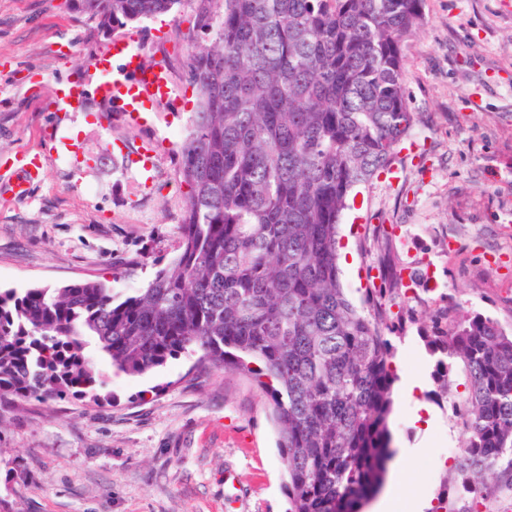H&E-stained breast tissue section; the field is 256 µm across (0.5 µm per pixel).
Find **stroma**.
<instances>
[{
    "mask_svg": "<svg viewBox=\"0 0 512 512\" xmlns=\"http://www.w3.org/2000/svg\"><path fill=\"white\" fill-rule=\"evenodd\" d=\"M196 0L120 30L171 81L147 127L113 120L102 105L52 112L58 85H95L93 56L108 43L81 25L67 0H0V289L24 290L97 278L129 293L165 266L177 245L187 191L176 174V142L193 107L187 45L197 38ZM405 87L419 121L393 175L353 191L341 244L356 254L341 282L360 301L369 263L358 241L393 227L401 266L427 273L412 304L442 298L512 331V0H424L422 26L404 44ZM59 131L79 146L71 157ZM154 144L156 177L143 188L121 154ZM40 155L43 179L12 192L21 159ZM183 355L143 376L107 374L96 399L31 401L0 413V512H287V477L266 396L248 376L194 374ZM398 379L430 395L433 362L416 325L398 345ZM420 424L395 398L396 446L413 448L393 512H416L443 491L459 445L450 409L427 402Z\"/></svg>",
    "mask_w": 512,
    "mask_h": 512,
    "instance_id": "1",
    "label": "stroma"
}]
</instances>
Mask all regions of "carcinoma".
<instances>
[{
	"instance_id": "1",
	"label": "carcinoma",
	"mask_w": 512,
	"mask_h": 512,
	"mask_svg": "<svg viewBox=\"0 0 512 512\" xmlns=\"http://www.w3.org/2000/svg\"><path fill=\"white\" fill-rule=\"evenodd\" d=\"M204 43L188 47L194 104L175 144L189 191L175 255L132 293L82 279L0 290V410L96 398L104 374L136 377L180 354L267 395L289 512H360L396 450L388 419L396 341L420 324L435 396L458 419L461 459L435 512H492L512 496V335L442 300L408 306L418 279L392 271L354 304L341 284L339 225L352 190L391 169L418 121L403 41L424 0H197ZM179 0H69L97 35ZM398 311H392L393 307ZM96 342L90 353L89 339Z\"/></svg>"
}]
</instances>
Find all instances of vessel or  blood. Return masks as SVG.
Instances as JSON below:
<instances>
[{
	"label": "vessel or blood",
	"mask_w": 512,
	"mask_h": 512,
	"mask_svg": "<svg viewBox=\"0 0 512 512\" xmlns=\"http://www.w3.org/2000/svg\"><path fill=\"white\" fill-rule=\"evenodd\" d=\"M91 65L103 75L94 91H87L80 78L68 79L58 89L51 108L79 110L86 106L87 97L92 94L108 105L101 115L103 122H111L116 115L136 120L150 111L156 99L169 93L166 74L147 64L128 39L113 40L107 50L92 59ZM42 172L40 156H32L15 175L14 195H25L33 183L41 180Z\"/></svg>",
	"instance_id": "b4317fda"
}]
</instances>
